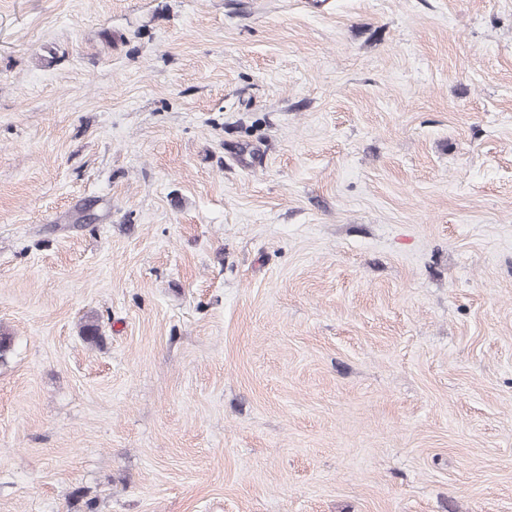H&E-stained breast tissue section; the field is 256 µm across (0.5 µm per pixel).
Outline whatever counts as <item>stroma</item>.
I'll return each mask as SVG.
<instances>
[{
  "mask_svg": "<svg viewBox=\"0 0 512 512\" xmlns=\"http://www.w3.org/2000/svg\"><path fill=\"white\" fill-rule=\"evenodd\" d=\"M0 330V512H512V0H0Z\"/></svg>",
  "mask_w": 512,
  "mask_h": 512,
  "instance_id": "obj_1",
  "label": "stroma"
}]
</instances>
